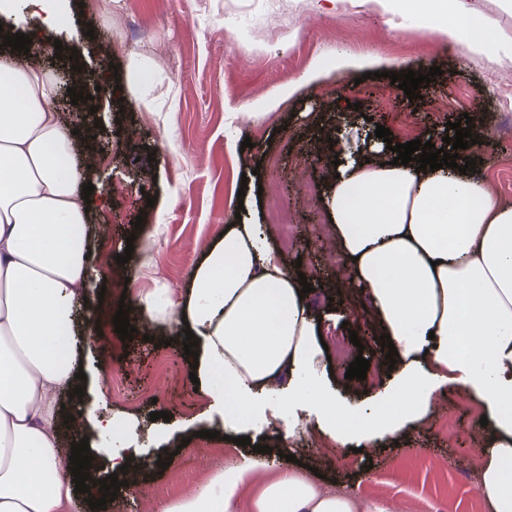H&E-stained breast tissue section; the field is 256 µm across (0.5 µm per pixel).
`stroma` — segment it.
I'll list each match as a JSON object with an SVG mask.
<instances>
[{
  "instance_id": "obj_1",
  "label": "stroma",
  "mask_w": 512,
  "mask_h": 512,
  "mask_svg": "<svg viewBox=\"0 0 512 512\" xmlns=\"http://www.w3.org/2000/svg\"><path fill=\"white\" fill-rule=\"evenodd\" d=\"M78 35L62 37L61 49L41 56L46 70L66 81L72 65L96 70L102 57L124 67L129 54H140L151 78L153 110H145L135 89L114 77V91L100 97L94 114L82 112L69 96L56 108L73 131L74 160L86 159L97 141L108 142L88 174L103 201L89 219V265L111 267L114 254L133 246L136 255L113 280L146 293L170 288L182 297L194 265L207 245L235 219L256 225L271 243L270 205L290 208L295 233L282 257L288 267L317 272L319 289L307 301L318 314L324 339L356 331L369 360V377L346 379L348 360L322 362L323 383L337 407L349 413L357 432L375 417L391 413L386 391L389 364L380 359L379 341L366 335L365 296L336 294V264L324 257L321 226L329 224L325 202L329 186L321 182L324 162L311 150L331 139L346 156L368 144L377 126L389 128L395 142H427L448 131L449 123L470 116L474 147L469 155L479 177L512 204V141L497 140L495 125L512 123V102L501 99L512 87V53L474 52L463 44L426 30L411 0L390 9L385 0H66ZM95 15L88 31L86 15ZM341 52L375 53L383 77L355 81L337 73ZM324 73L314 83L306 74L313 64ZM438 66L442 75L408 99L388 74ZM293 93L279 98L280 90ZM251 148H243L244 140ZM318 180L317 195L292 190L299 165ZM152 170L144 184L134 172ZM89 278L84 296L93 307L77 309L69 335V354L86 374L85 395L74 401L62 394L66 413L81 412L83 434L96 440L94 418L126 423L131 432L111 447L135 446L144 466L141 485L121 487L101 512H156L160 503L202 484L212 470L250 457L254 445L274 442L287 420L270 427L251 419L242 447L223 438H205L215 424L208 402L190 380L192 363L170 342L167 326L154 328L152 340L134 334L120 340L106 307L119 296ZM105 306H98V299ZM100 330L93 348L80 341L83 330ZM168 419L151 420V412ZM481 407L455 386L434 401L424 421L353 452L329 433L312 429L289 452L323 474V487L345 489L359 499L386 503L400 512H492L476 492L482 465L481 438L474 423ZM168 458L160 467L159 458Z\"/></svg>"
}]
</instances>
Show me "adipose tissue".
<instances>
[{
	"mask_svg": "<svg viewBox=\"0 0 512 512\" xmlns=\"http://www.w3.org/2000/svg\"><path fill=\"white\" fill-rule=\"evenodd\" d=\"M425 11L458 18L443 36L471 49L497 47L491 29L468 18L462 0H421ZM31 11L33 47L50 45L68 22L61 0H0V15ZM45 69L0 51V512H68L74 492L58 454L60 390L75 389L60 353L73 303L90 275L85 171L70 161V135L53 106ZM385 145L366 164L338 165L329 183V234L342 261L338 287L371 303L402 366L391 394L402 423L418 422L436 394L455 385L477 397L483 465L477 491L493 512H512V206L484 180L458 169L393 164ZM138 325L164 321L198 342V388L221 426L240 430L267 401L313 406L302 427L351 443L349 415L321 388L316 317L296 271L252 224L211 242L183 301L170 289H130ZM258 458L215 471L158 512H240ZM252 512H389L353 493L332 492L290 471L266 484Z\"/></svg>",
	"mask_w": 512,
	"mask_h": 512,
	"instance_id": "ef3b65f1",
	"label": "adipose tissue"
}]
</instances>
